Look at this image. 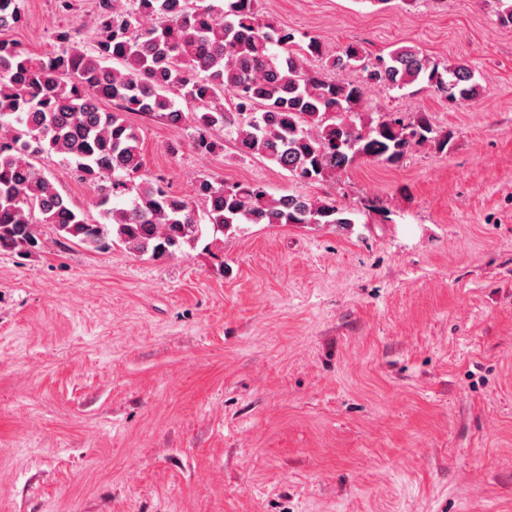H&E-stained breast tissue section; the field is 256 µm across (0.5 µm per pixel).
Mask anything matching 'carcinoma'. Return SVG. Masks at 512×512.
<instances>
[{
	"label": "carcinoma",
	"mask_w": 512,
	"mask_h": 512,
	"mask_svg": "<svg viewBox=\"0 0 512 512\" xmlns=\"http://www.w3.org/2000/svg\"><path fill=\"white\" fill-rule=\"evenodd\" d=\"M21 0H0V29L21 18ZM258 0H224L216 8L198 0H98V39L92 50L79 28L55 34L57 49L38 56L0 40V249L29 255L41 243L37 223L93 251L120 243L160 258L197 244L202 223L335 225L353 223L336 201L304 195L270 196L257 184L204 182L205 209L166 191L143 171L141 130L122 118L134 113L192 124L194 147L210 154L215 131L238 151L258 155L298 183L322 181L357 160L395 165L413 146L433 142L444 150L426 115L406 121L392 112L365 117L366 90L412 85L461 105L479 94L463 62H435L413 47L372 56L358 42L329 61L354 74L330 79L307 67L322 55L295 33L258 18ZM201 112L185 114L175 97ZM117 106L113 112L103 104ZM53 152L91 182L102 207L92 224L37 165Z\"/></svg>",
	"instance_id": "carcinoma-1"
}]
</instances>
